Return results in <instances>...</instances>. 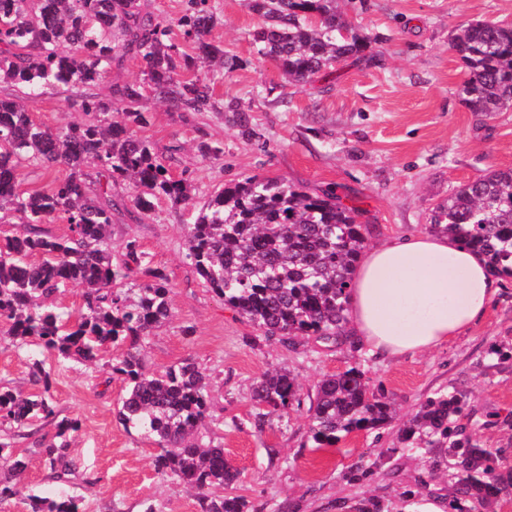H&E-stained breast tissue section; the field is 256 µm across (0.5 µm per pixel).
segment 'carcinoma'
I'll return each instance as SVG.
<instances>
[{"label":"carcinoma","instance_id":"1","mask_svg":"<svg viewBox=\"0 0 512 512\" xmlns=\"http://www.w3.org/2000/svg\"><path fill=\"white\" fill-rule=\"evenodd\" d=\"M261 23L252 32L258 54L279 62L288 78L307 83L348 58L375 60L370 42L352 33L336 12V0H249ZM218 22L210 0H185L173 22L142 11L139 0H0V79L36 97L48 86L78 90L69 102L82 119L50 129L33 120L27 108L0 98V213L17 215L21 230L0 237V326L6 334L31 339L63 358H96L107 344H128L114 357L112 374L126 385L120 415L155 438L154 468L196 490L201 512H244L239 497L220 494L239 480L240 471L221 446H203L195 437L208 413L205 376L192 363L161 374L145 371L137 353L142 338L171 316L166 275L151 265L134 241L114 260L110 228L127 210L118 188L132 190L142 217L155 203H173L191 193L184 177L175 178L150 142L137 130L149 123L137 83H113L102 98L91 92L128 57L143 65V81L176 112H218L224 105L215 80L199 64L219 61L233 69V58L209 40ZM197 44L199 56L181 52L172 27ZM468 68L458 94L473 112L512 109V26L473 21L452 39ZM44 171L49 182L25 193L17 187L24 165ZM68 169L62 178L55 167ZM68 224L65 237L46 225ZM432 231L455 238L484 254L493 272L512 277V168L490 172L453 189L431 211ZM367 227L355 210L332 191L312 193L277 179L248 177L210 195L189 225V257L212 292L268 336L290 340L315 337L334 343L348 322L349 288L366 247ZM147 281L118 289V280ZM70 286L83 289L84 311L73 319L54 303ZM262 422L273 412L300 403L299 387L286 372L263 375L253 391ZM463 396L429 397L401 434V443L438 448L448 466L449 512L486 508L512 472L498 471L499 451L484 446L456 421L464 416ZM310 433L323 447L353 431L387 425L393 403L370 391L356 366L325 376L311 403ZM46 397L0 389V420L22 426L55 418ZM71 420L58 423L61 442H39L52 478L68 481L76 471L66 434ZM0 464L16 477L24 458L0 442ZM20 483H0V503L21 497L30 512H79V499L64 495L48 501L24 494Z\"/></svg>","mask_w":512,"mask_h":512}]
</instances>
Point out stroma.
<instances>
[{
	"label": "stroma",
	"instance_id": "1",
	"mask_svg": "<svg viewBox=\"0 0 512 512\" xmlns=\"http://www.w3.org/2000/svg\"><path fill=\"white\" fill-rule=\"evenodd\" d=\"M248 0H212L221 17L211 40L237 60L215 85L224 103L249 117L242 132L231 112L168 111L153 93L142 109L140 134L169 156L174 177L196 191L173 204L159 200L151 217L122 216L112 226V248L136 240L171 285L172 318L141 342L147 371L194 363L206 376L209 416L201 431L222 446L239 480L224 493L247 503V512H356L373 499L380 512H416L422 499L446 497L448 471L438 449L409 448L398 431L426 398L461 393L467 432L501 449L512 468V278L483 317L448 346L399 358L373 354L352 339L327 344L311 337L285 343L267 336L224 305L187 257L191 216L207 196L248 177L279 178L319 193L331 190L356 207L368 228L367 244L425 233L432 208L460 184L512 168V110L470 111L458 95L465 68L450 48L452 34L474 20L512 23V0H340L349 32L368 37L373 64H336L306 85L288 82L277 62L258 54L251 33L260 23ZM69 92L58 85L29 101L36 120L55 128L75 120ZM220 144V159L203 157L200 136ZM112 346L86 363L22 343L0 332V388L24 395L49 393L56 419H72L68 452L82 467L70 484L54 481L38 440L53 438L56 420L22 429L0 426V441L27 462L26 483L47 499L78 496L84 512H200L194 490L156 474L158 446L119 417L125 385L111 376ZM49 387L32 380L34 363ZM359 366L371 391H384L397 407L387 428L359 431L335 445L315 447L308 408L326 375ZM295 377L300 406L256 423L253 388L269 370ZM371 473L352 480L356 463Z\"/></svg>",
	"mask_w": 512,
	"mask_h": 512
}]
</instances>
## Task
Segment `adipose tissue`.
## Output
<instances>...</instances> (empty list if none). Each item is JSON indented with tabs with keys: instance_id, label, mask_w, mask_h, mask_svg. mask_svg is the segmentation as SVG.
Here are the masks:
<instances>
[{
	"instance_id": "ef3b65f1",
	"label": "adipose tissue",
	"mask_w": 512,
	"mask_h": 512,
	"mask_svg": "<svg viewBox=\"0 0 512 512\" xmlns=\"http://www.w3.org/2000/svg\"><path fill=\"white\" fill-rule=\"evenodd\" d=\"M497 291L482 256L444 235H408L361 255L350 330L379 355L429 352L464 334Z\"/></svg>"
}]
</instances>
